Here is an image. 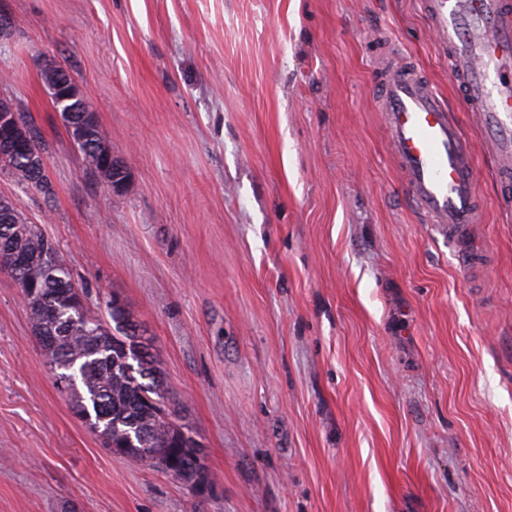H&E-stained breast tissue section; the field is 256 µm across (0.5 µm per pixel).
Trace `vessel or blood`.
<instances>
[{
    "instance_id": "vessel-or-blood-1",
    "label": "vessel or blood",
    "mask_w": 512,
    "mask_h": 512,
    "mask_svg": "<svg viewBox=\"0 0 512 512\" xmlns=\"http://www.w3.org/2000/svg\"><path fill=\"white\" fill-rule=\"evenodd\" d=\"M461 105L489 145L498 200L512 208V0H421ZM392 157L409 200L449 238L481 223L471 144L454 110L412 63L386 59L378 79Z\"/></svg>"
}]
</instances>
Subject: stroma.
Here are the masks:
<instances>
[{
  "mask_svg": "<svg viewBox=\"0 0 512 512\" xmlns=\"http://www.w3.org/2000/svg\"><path fill=\"white\" fill-rule=\"evenodd\" d=\"M0 99L55 196L0 175L92 310L138 320L214 483L110 453L0 271V512H512V211L477 161L478 263L404 198L378 59L457 102L420 0H0ZM112 154L84 167L39 65Z\"/></svg>",
  "mask_w": 512,
  "mask_h": 512,
  "instance_id": "stroma-1",
  "label": "stroma"
}]
</instances>
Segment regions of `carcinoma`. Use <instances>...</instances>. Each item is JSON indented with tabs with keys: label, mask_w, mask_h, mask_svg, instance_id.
Instances as JSON below:
<instances>
[{
	"label": "carcinoma",
	"mask_w": 512,
	"mask_h": 512,
	"mask_svg": "<svg viewBox=\"0 0 512 512\" xmlns=\"http://www.w3.org/2000/svg\"><path fill=\"white\" fill-rule=\"evenodd\" d=\"M64 125L90 172L109 181L104 169L112 146L92 112L63 114ZM44 153L42 134L28 116L0 125V173L53 198L47 171L29 155ZM10 271L23 295L33 335L55 379L64 382L78 414L110 452L159 468L186 483L197 466L194 441L164 409V378L143 342L112 326L127 311L105 304L93 312L75 290L69 264L56 244L6 197H0V269Z\"/></svg>",
	"instance_id": "1"
}]
</instances>
